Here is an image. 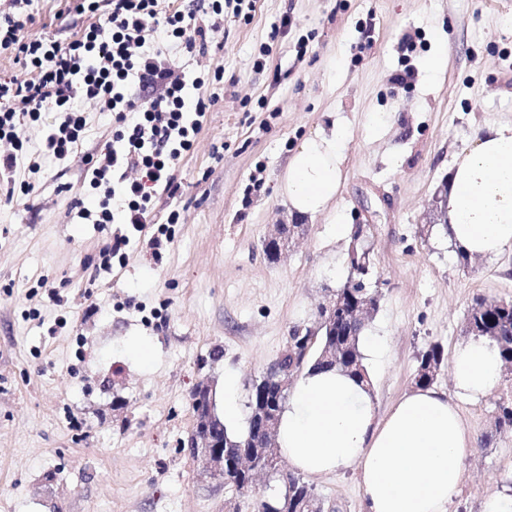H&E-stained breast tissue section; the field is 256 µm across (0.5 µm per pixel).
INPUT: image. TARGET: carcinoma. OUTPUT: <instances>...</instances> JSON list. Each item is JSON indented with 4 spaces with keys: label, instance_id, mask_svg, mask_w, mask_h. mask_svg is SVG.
Returning <instances> with one entry per match:
<instances>
[{
    "label": "carcinoma",
    "instance_id": "1",
    "mask_svg": "<svg viewBox=\"0 0 512 512\" xmlns=\"http://www.w3.org/2000/svg\"><path fill=\"white\" fill-rule=\"evenodd\" d=\"M362 250L351 248L348 254L350 278L344 286L336 290L335 297L348 304L358 298L368 299L372 302L379 299L378 291L370 290L362 286L366 268L360 263ZM468 332L474 336L487 337L494 341L501 353L503 363L512 364V301L492 300L485 298L476 300L473 311L467 318ZM364 328V322L341 321L336 326V335L318 337L319 349L310 360V366L318 369L337 370L355 379L357 382L370 383V376L363 363L359 342ZM329 346L336 347V360L327 361L320 359L321 349ZM444 351L438 345H432L420 357L414 376L415 385L418 387L431 386L435 380V374L430 366L444 365ZM215 435L224 436L241 443L243 448L254 447L260 439L259 430L253 423H248L247 431L241 435L228 431L225 425L215 427ZM282 489L272 495L257 499V512H280L286 499H295L312 493L311 487L301 477L288 473L281 476Z\"/></svg>",
    "mask_w": 512,
    "mask_h": 512
}]
</instances>
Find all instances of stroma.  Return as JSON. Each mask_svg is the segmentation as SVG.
I'll return each mask as SVG.
<instances>
[{
  "instance_id": "35a3bbf8",
  "label": "stroma",
  "mask_w": 512,
  "mask_h": 512,
  "mask_svg": "<svg viewBox=\"0 0 512 512\" xmlns=\"http://www.w3.org/2000/svg\"><path fill=\"white\" fill-rule=\"evenodd\" d=\"M192 7L206 50L168 58L222 68L224 80L205 91L180 188L157 195L152 224L138 233L77 218L80 157L43 167L24 198L0 188V512H255V494L209 477L183 444L198 382L220 400L235 374L247 407L252 379L290 331L314 325L347 281L351 240L337 237L332 214L291 215L276 191L311 133L347 132L333 214L364 225L372 251L381 296L363 333L380 342L364 358L377 412L413 389L429 346L449 355L467 341L476 297L512 299V249L465 261L446 238L421 233L439 219L434 194L456 155L487 126L512 124V0H254L214 29L205 0ZM31 11L29 35L74 30L65 0H33ZM285 16L287 35L271 39ZM437 51L445 65L434 78L423 62ZM174 210L170 241L152 253ZM288 215L306 231L268 262L264 241ZM124 235L123 265L97 270L100 249ZM509 397L506 372L459 404L473 438L493 440L466 460L454 512L512 494V432L492 431ZM307 483L335 512H363L356 471Z\"/></svg>"
}]
</instances>
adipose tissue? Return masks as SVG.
I'll return each mask as SVG.
<instances>
[{
	"mask_svg": "<svg viewBox=\"0 0 512 512\" xmlns=\"http://www.w3.org/2000/svg\"><path fill=\"white\" fill-rule=\"evenodd\" d=\"M344 143L337 130L294 149L279 183L293 212L328 210L342 183ZM442 209V232L464 254L485 259L512 248V125L488 128L454 159ZM502 371L496 344L470 338L452 353V392L417 388L380 415L367 386L336 370H306L280 415L279 449L312 477L356 469L364 512H450L474 451L451 397L487 395Z\"/></svg>",
	"mask_w": 512,
	"mask_h": 512,
	"instance_id": "obj_1",
	"label": "adipose tissue"
}]
</instances>
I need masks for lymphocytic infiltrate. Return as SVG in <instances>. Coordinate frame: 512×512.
Here are the masks:
<instances>
[{
	"mask_svg": "<svg viewBox=\"0 0 512 512\" xmlns=\"http://www.w3.org/2000/svg\"><path fill=\"white\" fill-rule=\"evenodd\" d=\"M31 0H8L0 15V51L13 53L18 74L0 78V179L29 194L20 170L37 172L39 160L81 157L84 181L100 193L95 207L74 200L77 216L96 224L120 222L142 230L150 223L157 188L178 190L176 166L189 154L203 125V91L223 81L220 70L172 68L163 45L194 53L206 31L195 12L159 13L157 0H75L90 22L66 40L31 37ZM97 101L112 118V136L96 154L79 156L87 130L80 100ZM59 115L41 146H25L22 130L43 113ZM122 196L114 214L111 200Z\"/></svg>",
	"mask_w": 512,
	"mask_h": 512,
	"instance_id": "lymphocytic-infiltrate-1",
	"label": "lymphocytic infiltrate"
}]
</instances>
